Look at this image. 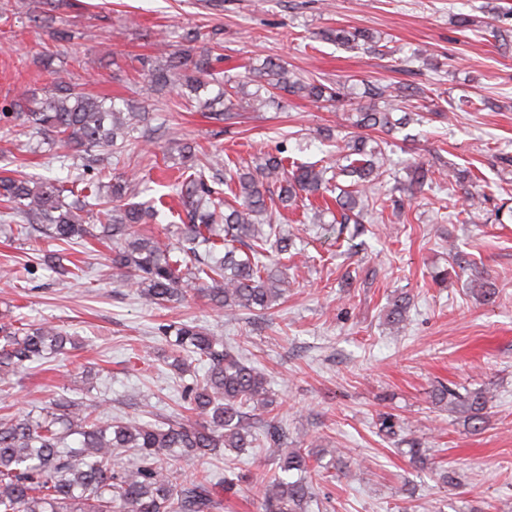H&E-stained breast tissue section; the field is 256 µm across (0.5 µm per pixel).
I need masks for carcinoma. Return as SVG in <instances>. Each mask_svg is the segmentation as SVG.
I'll return each mask as SVG.
<instances>
[{
  "label": "carcinoma",
  "instance_id": "obj_1",
  "mask_svg": "<svg viewBox=\"0 0 512 512\" xmlns=\"http://www.w3.org/2000/svg\"><path fill=\"white\" fill-rule=\"evenodd\" d=\"M323 35L338 45L379 51L378 40L365 30L336 28ZM161 58L164 63L143 67L141 78L156 91L186 89L187 99L205 109L213 108V101L201 93L218 87L224 110L210 113L218 123L253 107L244 93L250 82L266 91L268 102L274 101L277 91L328 103L353 95L343 84L308 79L272 59L226 79L215 67L224 55L212 47L202 49L192 61L166 51ZM359 98L367 102L357 103L350 126L391 134L408 125L393 118L400 104L427 95L416 86L369 81ZM12 120L32 134L48 137L57 158L74 161L78 174L70 182L0 175V221L8 224L18 215L26 220L18 232L60 248L108 241L116 287L134 290L151 305L201 294L213 308L230 314L275 307L286 296L288 280L272 264L271 253H288L296 235L273 224V208L329 195L334 206L317 210L314 217L320 222L324 215H332L339 237L344 225L364 222V197L390 164L380 143L357 132L336 139V164L330 166H290L282 149L244 164L217 151L197 154L194 147L180 145L181 155L194 160L195 172L172 185L184 213L177 225V257L157 236L140 228L155 221L159 211L153 200H138L140 188L134 179L105 170L88 176L96 153L110 156L118 165L139 145L136 133L146 120L139 107L127 101L119 107L111 97L77 93L72 72L59 68L53 71L51 90L44 98L27 90L15 92L9 111L0 113V135H11L6 122ZM410 168L409 179H399L392 187L400 203L417 199L429 184L427 164L414 162ZM340 176L350 178L349 185L340 187ZM105 178L109 182H103ZM103 191L104 207L91 224L82 213ZM70 195L73 200L68 202ZM410 306L408 294L395 296L385 312L386 324L401 331ZM158 333L179 373L206 365L203 375L184 386L182 401L189 416L175 423L146 422L135 414L114 416L96 405L71 401H60L36 417L1 413L0 512H215L212 475L203 472L185 482L171 460L189 461L221 448L243 453L253 447L257 435L248 422L249 412L272 405L273 394L265 374L224 344V337L192 322L162 323ZM76 345L74 337L56 325L27 328L12 311L1 310L0 387L14 384V377L31 363L65 354ZM433 398L463 414L472 431L482 430L489 391L461 393L441 384ZM263 440L278 461V473L262 485L264 512H308L313 477L325 478L328 467H310V453L288 447L275 425L266 426ZM120 450L131 452L136 463H114Z\"/></svg>",
  "mask_w": 512,
  "mask_h": 512
}]
</instances>
